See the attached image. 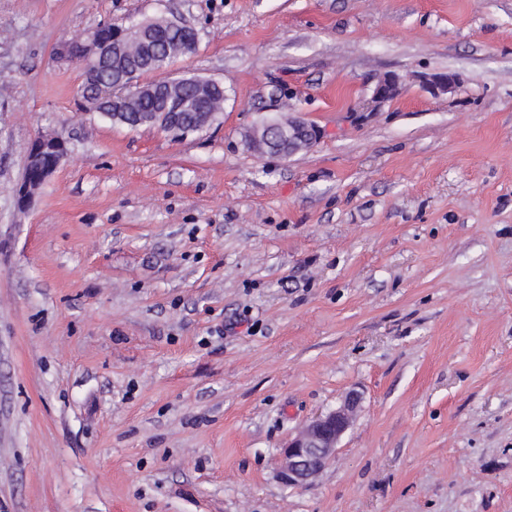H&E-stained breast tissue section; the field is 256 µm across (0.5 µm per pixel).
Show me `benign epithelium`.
<instances>
[{
    "instance_id": "benign-epithelium-1",
    "label": "benign epithelium",
    "mask_w": 512,
    "mask_h": 512,
    "mask_svg": "<svg viewBox=\"0 0 512 512\" xmlns=\"http://www.w3.org/2000/svg\"><path fill=\"white\" fill-rule=\"evenodd\" d=\"M146 35V23L141 21L114 33L112 40L104 43L99 38V29L94 28L86 34L84 41L73 45L65 42L59 53L69 55L79 62L83 71L98 70L107 62L125 63V59L134 55L135 50ZM157 71L156 61L151 59L137 65L134 70H120L117 83L128 88L131 93L147 96L155 101L154 112L156 127L179 132L181 125L178 106L171 97L172 87L181 83L179 79H166L146 83L138 82L140 73ZM404 78L397 73H386L378 78L372 92V101L385 103L396 97L402 89ZM423 86L438 95L452 90L456 86L455 76L442 73L434 74L422 80ZM84 99L93 103L98 113L113 121L122 119L124 110L121 102L113 98L106 100L101 95L84 94ZM268 139L266 152L288 158L294 154L293 140L299 135L307 136L309 141L316 140L315 128L300 120H285L278 115L265 119ZM67 153L65 142L58 137L39 136L32 143L27 156V173L18 188V201L27 202L34 190L39 188L54 172L61 159ZM360 402V395L352 392L340 408L317 415L308 426L292 439L283 449V465L280 477L288 487L303 488L310 484L332 457L336 444L347 431L352 416Z\"/></svg>"
}]
</instances>
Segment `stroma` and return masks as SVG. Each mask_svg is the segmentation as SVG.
<instances>
[{"label":"stroma","instance_id":"stroma-1","mask_svg":"<svg viewBox=\"0 0 512 512\" xmlns=\"http://www.w3.org/2000/svg\"><path fill=\"white\" fill-rule=\"evenodd\" d=\"M161 17L198 45L158 79L224 84L182 138L55 57ZM275 98L319 131L286 159L243 144ZM0 512H512V0H0ZM404 78L397 73H386L378 78L372 92V101L385 103L396 97L402 89ZM112 86L114 87L115 93L113 92V90H111V93L114 94L116 98L119 97L118 94L127 92L126 90L125 92H123L122 86H116L113 84ZM81 95L82 97L84 96L83 98L86 101L93 103L98 113L102 116L111 119L112 122L116 120L124 121L122 115L125 111L121 107L122 103L120 101H117V99L114 96L109 102H107L106 98H104L102 95L98 96L95 94L94 96H90L89 94L83 92H81ZM66 153V144L58 137L39 136L31 143L27 156V173L17 192L19 203L27 202L32 192L54 172ZM352 392L340 408L320 413L283 449L280 477L288 487L303 488L310 484L332 457L336 444L347 431L360 402Z\"/></svg>","mask_w":512,"mask_h":512}]
</instances>
